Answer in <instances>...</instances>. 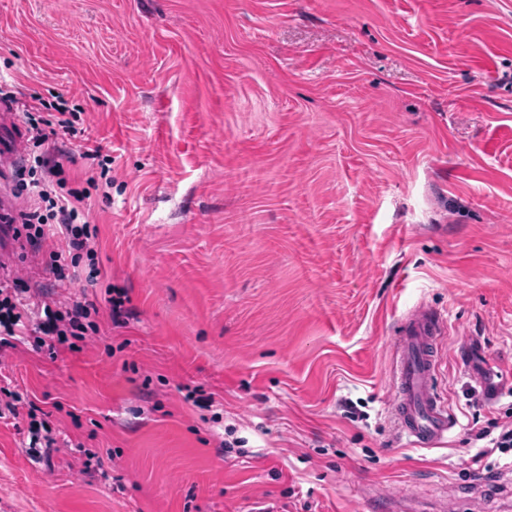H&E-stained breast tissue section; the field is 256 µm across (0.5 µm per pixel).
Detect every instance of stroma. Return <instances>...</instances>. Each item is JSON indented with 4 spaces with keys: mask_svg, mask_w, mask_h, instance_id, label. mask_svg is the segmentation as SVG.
<instances>
[{
    "mask_svg": "<svg viewBox=\"0 0 512 512\" xmlns=\"http://www.w3.org/2000/svg\"><path fill=\"white\" fill-rule=\"evenodd\" d=\"M1 80L78 109L112 185L73 280L100 342L0 356L72 442L0 419V512H512V449L479 480L466 441L512 413V0H0ZM44 260L11 270L50 301ZM420 303L436 448L390 418ZM106 294L108 295L106 301L110 305L113 324L121 326L133 319L135 311L133 307L126 306V304H130V299L123 289L109 287L106 288ZM446 327L443 315L421 304L394 333L393 421L405 446L432 448L456 425L437 385V344Z\"/></svg>",
    "mask_w": 512,
    "mask_h": 512,
    "instance_id": "35a3bbf8",
    "label": "stroma"
}]
</instances>
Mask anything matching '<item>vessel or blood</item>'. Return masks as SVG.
Segmentation results:
<instances>
[{
  "label": "vessel or blood",
  "mask_w": 512,
  "mask_h": 512,
  "mask_svg": "<svg viewBox=\"0 0 512 512\" xmlns=\"http://www.w3.org/2000/svg\"><path fill=\"white\" fill-rule=\"evenodd\" d=\"M445 330L444 316L422 304L394 333L393 421L409 447H434L455 426L437 385L438 340Z\"/></svg>",
  "instance_id": "1"
}]
</instances>
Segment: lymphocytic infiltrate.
<instances>
[{"instance_id": "1", "label": "lymphocytic infiltrate", "mask_w": 512, "mask_h": 512, "mask_svg": "<svg viewBox=\"0 0 512 512\" xmlns=\"http://www.w3.org/2000/svg\"><path fill=\"white\" fill-rule=\"evenodd\" d=\"M0 101L28 126L24 155L13 168L11 193L30 201L29 208L17 216L1 218L0 231L11 234L20 244L47 247L49 259L44 269L65 291L62 298L33 302L25 296L20 277L0 278V352L12 347L13 338L21 329L39 349L49 343L86 341L99 333L93 319L98 308L87 298L70 293L69 270L78 267L82 258L94 255L92 241L97 231L85 217L84 202L100 180L107 178L111 159L104 156L102 146L83 147V156L101 159L100 172L89 176L85 186H69L62 163L43 152L42 147L58 136L76 137V113L62 104L50 112L31 111L4 85L0 86ZM36 411L34 403L23 394L0 386V419L27 416L29 448L48 461L58 451V441L48 421L38 418Z\"/></svg>"}]
</instances>
